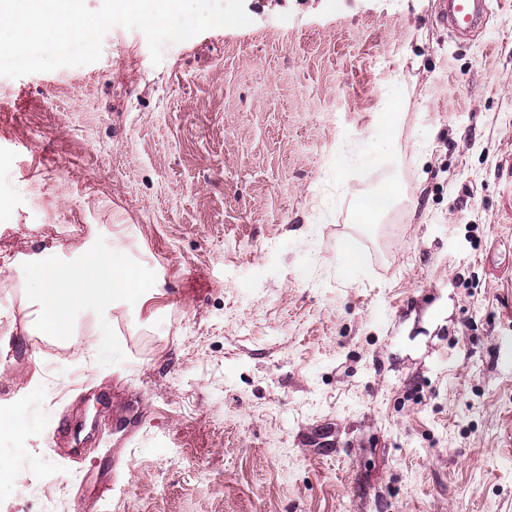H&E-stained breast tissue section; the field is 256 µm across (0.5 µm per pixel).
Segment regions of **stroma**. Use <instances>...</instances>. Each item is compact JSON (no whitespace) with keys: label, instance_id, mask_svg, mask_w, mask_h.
I'll return each mask as SVG.
<instances>
[{"label":"stroma","instance_id":"stroma-1","mask_svg":"<svg viewBox=\"0 0 512 512\" xmlns=\"http://www.w3.org/2000/svg\"><path fill=\"white\" fill-rule=\"evenodd\" d=\"M245 9L0 77V248L121 224L165 291L93 361L0 281V512H512V0ZM487 12L488 0H440L437 18L465 38L481 29Z\"/></svg>","mask_w":512,"mask_h":512}]
</instances>
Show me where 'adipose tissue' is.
<instances>
[{
	"label": "adipose tissue",
	"mask_w": 512,
	"mask_h": 512,
	"mask_svg": "<svg viewBox=\"0 0 512 512\" xmlns=\"http://www.w3.org/2000/svg\"><path fill=\"white\" fill-rule=\"evenodd\" d=\"M21 270L44 275L29 303L41 335L71 336L79 349H95L97 337L111 331L114 312L129 301L142 306L163 293L158 280H146L133 266L115 263L91 240L70 250L60 243L26 254L0 250V277ZM77 303L96 319L94 338L71 334L72 307Z\"/></svg>",
	"instance_id": "obj_1"
}]
</instances>
